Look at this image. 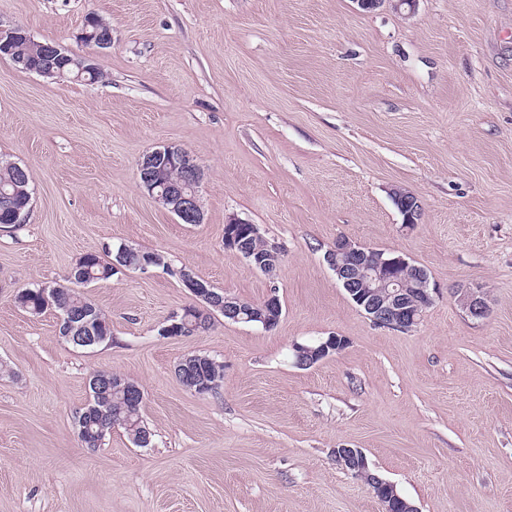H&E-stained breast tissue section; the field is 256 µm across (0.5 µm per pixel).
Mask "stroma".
Instances as JSON below:
<instances>
[{"mask_svg":"<svg viewBox=\"0 0 512 512\" xmlns=\"http://www.w3.org/2000/svg\"><path fill=\"white\" fill-rule=\"evenodd\" d=\"M112 26L101 53L84 20ZM0 24L91 56L103 81L50 79L0 57V160L32 174L25 224L0 226V512H383L344 472L359 448L418 512H512V0H0ZM200 160L203 221L140 185L142 155ZM422 206L413 229L391 194ZM285 255L268 278L224 247L229 217ZM404 255L437 293L408 333L380 328L324 255L337 237ZM128 244L243 301L277 294L272 330L225 321L160 336L196 299L153 268L85 286L110 341L82 349L25 288L65 283ZM485 292L469 317L457 289ZM346 348L304 368L294 345ZM224 365L218 393L175 373ZM144 393L153 434L81 441L92 372Z\"/></svg>","mask_w":512,"mask_h":512,"instance_id":"35a3bbf8","label":"stroma"}]
</instances>
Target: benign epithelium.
<instances>
[{
	"mask_svg": "<svg viewBox=\"0 0 512 512\" xmlns=\"http://www.w3.org/2000/svg\"><path fill=\"white\" fill-rule=\"evenodd\" d=\"M19 38L33 40L27 29L22 26H0L1 58L10 55L14 42ZM80 41L90 42L99 50L108 49L112 46V28L98 29L95 16L90 15L80 33ZM43 48L47 53L46 60L39 67L26 66L27 70L42 76L63 77L67 67L79 76L94 67L88 58L69 54L56 43L49 42L43 45ZM167 168L181 171L182 181H163L160 174ZM203 176L204 170L198 158L173 145L149 151L139 162L141 186L158 205L175 214L185 224L202 223L203 210L199 187ZM394 198L397 209L403 216V226L409 229L415 227L421 217V204L418 198L409 192H398L394 194ZM258 236L260 231L257 225L232 218L224 225V248L237 251L252 267L267 276H272L282 262L284 248L279 243L269 241L265 257H256L249 249V242ZM325 259L349 297L377 326L408 332L422 321L426 308L433 302L435 289L430 287L426 271L400 254L366 247L346 236H340L325 253ZM176 275L186 288L203 302L201 311L205 313L213 315L218 311L227 321L259 324L266 330L273 329L280 320L282 306L278 296L273 293L261 306L252 307L195 278L186 269L176 271ZM458 302L474 318H483L488 314V302L484 294L477 289L469 288L460 292ZM192 312L194 309L186 308L181 314H172L168 324L160 328L159 335H182L193 319ZM84 316V310H64L69 328L78 336L76 342L85 346L100 343L102 337L94 333L90 322H79ZM346 346L347 340L344 337L330 336L316 348L300 345L295 348V353L298 358L306 359L307 364L311 366L340 352ZM335 458L337 464L347 473L363 482L366 481V473L370 472V469L361 449L338 448L335 451ZM371 481L378 488L385 490L390 500L399 501L403 507L402 512H418L413 504L398 495L392 482L377 474L371 475Z\"/></svg>",
	"mask_w": 512,
	"mask_h": 512,
	"instance_id": "1",
	"label": "benign epithelium"
}]
</instances>
